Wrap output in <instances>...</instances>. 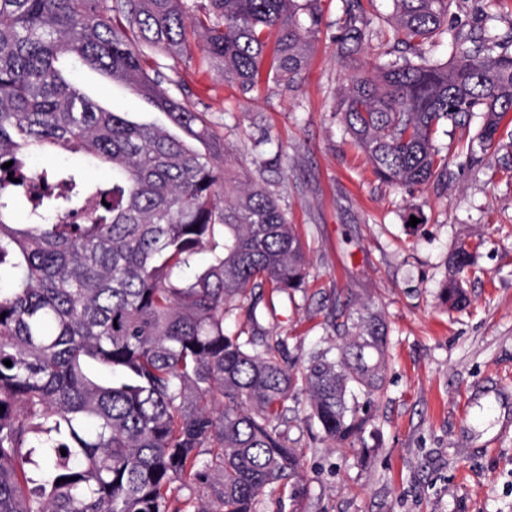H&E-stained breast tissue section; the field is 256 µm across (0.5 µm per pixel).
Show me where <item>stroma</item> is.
I'll use <instances>...</instances> for the list:
<instances>
[{
  "mask_svg": "<svg viewBox=\"0 0 512 512\" xmlns=\"http://www.w3.org/2000/svg\"><path fill=\"white\" fill-rule=\"evenodd\" d=\"M369 36L343 56L345 0H315V45L294 86L261 80L249 93L200 59L157 57L170 94L207 112L235 168L263 174L306 247L308 291L276 301L263 324L305 357L331 338L335 303L369 306L388 327L386 377L371 398L377 449H339L309 420L306 396L290 401L282 430L303 448L297 494L266 497L264 512H512V113L482 163L461 131L442 126L448 186L404 188L376 178L344 132L341 95L356 68L399 58L391 0H362ZM490 18L512 35V0H452L449 35ZM70 80L102 107L167 124L131 88L85 68ZM418 225L406 222L409 212ZM475 243L464 272L469 304L440 293L460 240Z\"/></svg>",
  "mask_w": 512,
  "mask_h": 512,
  "instance_id": "35a3bbf8",
  "label": "stroma"
}]
</instances>
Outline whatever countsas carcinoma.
Wrapping results in <instances>:
<instances>
[{
  "label": "carcinoma",
  "mask_w": 512,
  "mask_h": 512,
  "mask_svg": "<svg viewBox=\"0 0 512 512\" xmlns=\"http://www.w3.org/2000/svg\"><path fill=\"white\" fill-rule=\"evenodd\" d=\"M392 2L418 61L353 75L345 132L379 180L443 187L437 129L464 131L479 112L471 141L498 143L512 53L480 27L440 64L422 45L447 32L450 0ZM360 9L350 0L347 56L367 38ZM300 10L298 0H0V512H262L301 477L302 449L275 424L301 392L323 439L367 447L357 395L384 387L382 316L338 309L336 342L301 366L286 361V340L261 321L266 295L306 290L301 239L264 181L224 164L207 113L144 67L148 50L199 53L244 93L264 70L289 84L319 24ZM66 56L131 85L207 150L101 107L65 77ZM58 152L81 163L41 169L31 193L32 158ZM87 166L108 173L94 179ZM204 249L208 265L183 278ZM473 250L462 242L450 256V308L468 302L460 274Z\"/></svg>",
  "instance_id": "obj_1"
}]
</instances>
